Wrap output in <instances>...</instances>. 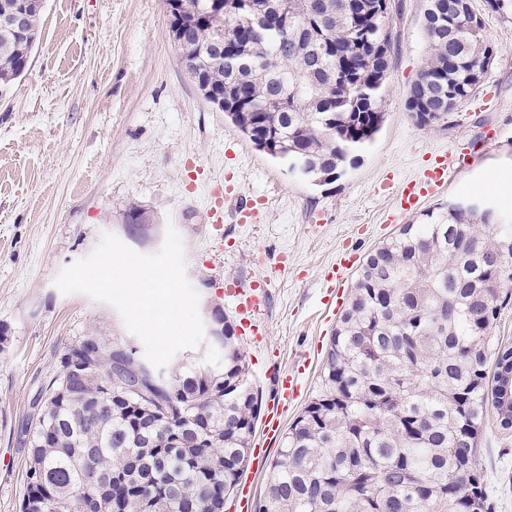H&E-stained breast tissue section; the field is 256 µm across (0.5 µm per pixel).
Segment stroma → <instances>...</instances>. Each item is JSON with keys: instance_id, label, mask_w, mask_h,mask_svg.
<instances>
[{"instance_id": "obj_1", "label": "stroma", "mask_w": 512, "mask_h": 512, "mask_svg": "<svg viewBox=\"0 0 512 512\" xmlns=\"http://www.w3.org/2000/svg\"><path fill=\"white\" fill-rule=\"evenodd\" d=\"M392 53L384 123L354 169L323 186L290 175L205 102L169 35L165 0H45L27 73L0 98V512H20L26 488L29 403L83 336L127 343L144 353L111 305L60 292L54 280L90 255L102 233L132 250L158 252L167 228L184 245L185 274L202 320L214 305L235 319L224 294L232 279L265 285L262 342L242 345L263 404L277 375L300 390L283 412L290 425L321 389L328 340L343 312L331 294L349 295L353 274L332 281L345 252L367 255L394 236L393 191L419 178L441 150L467 153L448 187L425 200L421 224L454 200L485 199L512 211V19L485 15L494 59L477 91L447 127L417 126L407 101L426 59L421 0H391ZM495 134L481 139L483 127ZM226 178L261 199L256 224H208L202 196ZM140 208L146 224L130 231ZM243 472L259 500L280 439L256 428ZM478 463L493 512H512V429L489 411Z\"/></svg>"}]
</instances>
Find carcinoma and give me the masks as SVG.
<instances>
[{"label": "carcinoma", "instance_id": "carcinoma-1", "mask_svg": "<svg viewBox=\"0 0 512 512\" xmlns=\"http://www.w3.org/2000/svg\"><path fill=\"white\" fill-rule=\"evenodd\" d=\"M177 0L180 45L203 99L245 134L277 127L270 156L309 181L354 166L381 130L391 40L388 0ZM29 34H0V90L23 77ZM512 18V0H484ZM281 14L288 26L272 22ZM470 0H425L428 57L410 90L441 126L479 88L493 48ZM224 43V54L211 52ZM405 224L371 250L330 336L322 389L282 435L256 512H490L476 458L489 402L486 348L512 302V216L466 200ZM224 358L156 371L124 344L68 347L44 393L21 512H224L251 448L261 399L224 320ZM152 386L170 415L131 395Z\"/></svg>", "mask_w": 512, "mask_h": 512}]
</instances>
